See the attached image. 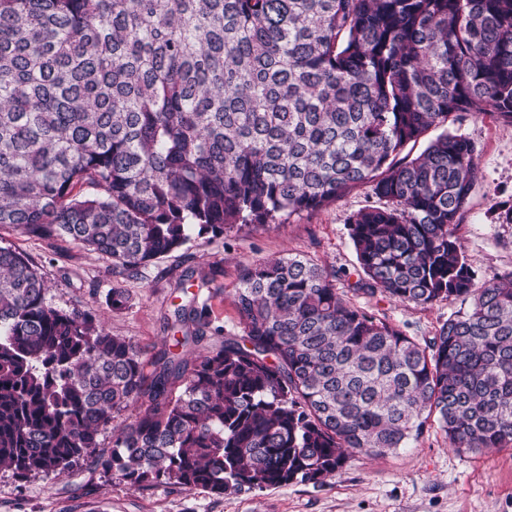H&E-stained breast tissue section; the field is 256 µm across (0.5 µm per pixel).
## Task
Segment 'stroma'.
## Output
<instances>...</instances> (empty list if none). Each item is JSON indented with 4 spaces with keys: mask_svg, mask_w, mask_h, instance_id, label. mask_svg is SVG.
Masks as SVG:
<instances>
[{
    "mask_svg": "<svg viewBox=\"0 0 512 512\" xmlns=\"http://www.w3.org/2000/svg\"><path fill=\"white\" fill-rule=\"evenodd\" d=\"M456 131L480 151L478 181L461 216L460 234L469 264L485 282L512 269V224L495 219L498 205H512V125L473 115ZM370 199L363 186L274 229L248 225L217 239L195 238L126 279L113 276L111 259L65 238L45 241L1 227L0 244L25 253L48 284V304L93 313L112 335L130 340L148 359L163 349L171 335L167 318L192 293L208 305L214 327L238 333L232 300L240 266L301 252L353 271L356 257L347 219ZM190 271L213 280L203 288L182 290L178 282ZM115 288L125 289L128 297L120 310L108 303ZM356 303L385 313L418 339L433 336L457 309L445 301L422 309L378 296H360ZM0 512H512V447L460 454L432 428L396 453L351 456L321 486L288 484L221 497L166 486L135 490L88 457L72 476L20 479L0 470Z\"/></svg>",
    "mask_w": 512,
    "mask_h": 512,
    "instance_id": "stroma-1",
    "label": "stroma"
}]
</instances>
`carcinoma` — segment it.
<instances>
[{
    "label": "carcinoma",
    "instance_id": "carcinoma-1",
    "mask_svg": "<svg viewBox=\"0 0 512 512\" xmlns=\"http://www.w3.org/2000/svg\"><path fill=\"white\" fill-rule=\"evenodd\" d=\"M482 113L512 124V0H0V226L133 277L194 235L375 198L348 291L309 255L246 265L239 333L192 361L222 332L206 305L147 360L0 245V469L68 475L130 406L94 463L136 490L323 485L432 426L511 448L512 270L476 283L479 150L448 130ZM359 294L460 306L420 342Z\"/></svg>",
    "mask_w": 512,
    "mask_h": 512
}]
</instances>
